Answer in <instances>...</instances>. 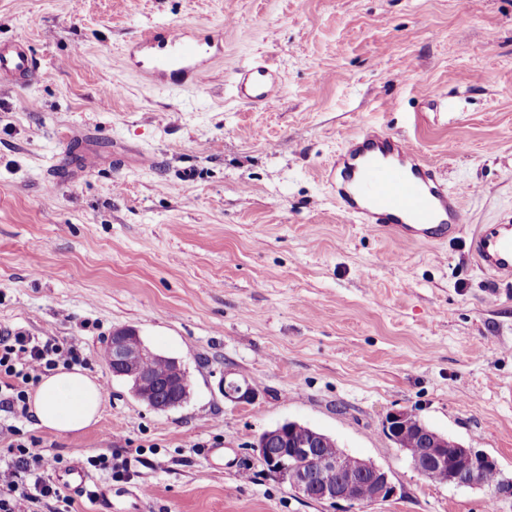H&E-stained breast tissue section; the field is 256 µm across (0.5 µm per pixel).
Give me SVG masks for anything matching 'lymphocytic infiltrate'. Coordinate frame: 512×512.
Returning <instances> with one entry per match:
<instances>
[{
	"label": "lymphocytic infiltrate",
	"mask_w": 512,
	"mask_h": 512,
	"mask_svg": "<svg viewBox=\"0 0 512 512\" xmlns=\"http://www.w3.org/2000/svg\"><path fill=\"white\" fill-rule=\"evenodd\" d=\"M89 364L78 338L60 342L21 330L0 332V411L15 421L14 441L0 455V512H40L44 506L49 512H73V497L53 479L62 458L38 452L37 439L25 435L22 425L32 419L29 388L41 375Z\"/></svg>",
	"instance_id": "obj_1"
}]
</instances>
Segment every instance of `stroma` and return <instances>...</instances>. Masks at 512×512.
<instances>
[{"instance_id":"35a3bbf8","label":"stroma","mask_w":512,"mask_h":512,"mask_svg":"<svg viewBox=\"0 0 512 512\" xmlns=\"http://www.w3.org/2000/svg\"><path fill=\"white\" fill-rule=\"evenodd\" d=\"M168 24L222 36L196 86L124 59ZM0 40L40 72L0 83V329L81 337L104 392L80 434L28 429L66 465L110 447L129 470H91L75 512H343L260 460L286 421L388 473L395 495L359 512H512L425 481L383 430L411 411L512 479V283L476 267L469 231L512 224V0H0ZM260 57L280 74L270 110L235 99ZM370 125L461 193L457 237L402 246L338 211L321 172ZM124 327L186 370L180 407L113 376ZM228 370L252 404L225 401Z\"/></svg>"}]
</instances>
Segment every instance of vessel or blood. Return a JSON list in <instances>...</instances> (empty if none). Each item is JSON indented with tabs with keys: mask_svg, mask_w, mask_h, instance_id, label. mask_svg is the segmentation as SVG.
I'll return each instance as SVG.
<instances>
[{
	"mask_svg": "<svg viewBox=\"0 0 512 512\" xmlns=\"http://www.w3.org/2000/svg\"><path fill=\"white\" fill-rule=\"evenodd\" d=\"M206 42L180 25L140 33L142 75L153 82L185 87L200 82ZM39 77L33 55L17 42L0 41V80L26 86ZM244 104L270 109L279 100L273 64L242 68L236 84ZM339 211L405 246L442 241L464 226L460 193L449 191L438 168L401 135L369 127L345 142L328 173ZM477 267L496 281L512 279V224H480L471 236Z\"/></svg>",
	"mask_w": 512,
	"mask_h": 512,
	"instance_id": "obj_1",
	"label": "vessel or blood"
}]
</instances>
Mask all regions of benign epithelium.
Instances as JSON below:
<instances>
[{
  "mask_svg": "<svg viewBox=\"0 0 512 512\" xmlns=\"http://www.w3.org/2000/svg\"><path fill=\"white\" fill-rule=\"evenodd\" d=\"M154 353L145 346L138 330L123 328L112 334L108 362L112 373L132 383L134 394L150 408L166 410L176 405L173 400L156 397L161 386H177L181 383L182 369L172 361V371L167 381L158 379L148 368ZM224 399L234 404L250 403L254 399L253 387L241 382L232 374L224 373ZM384 432L397 446L404 444V435L413 430L422 439L423 448L418 455L410 457L412 468L423 472L429 468L448 471V485L455 487H480L476 474L482 471L499 475L496 460L482 450L467 448L461 444L448 447V440L430 431L415 415L407 411L389 414L383 423ZM288 430L280 424L265 430L255 443L260 459L269 465L272 472L284 477L288 485L302 498L314 502L331 504L345 502L349 508L386 501L396 493L387 472L366 459H351L347 453L336 448L325 454H318L319 445L325 439L316 431L303 434L295 447L286 452H274L273 445L285 439ZM320 459L323 469L334 470L347 475L337 484L322 483L318 471L309 465L313 459ZM370 480L369 496L359 494L360 479Z\"/></svg>",
  "mask_w": 512,
  "mask_h": 512,
  "instance_id": "7a95c632",
  "label": "benign epithelium"
}]
</instances>
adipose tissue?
Listing matches in <instances>:
<instances>
[{
    "instance_id": "obj_1",
    "label": "adipose tissue",
    "mask_w": 512,
    "mask_h": 512,
    "mask_svg": "<svg viewBox=\"0 0 512 512\" xmlns=\"http://www.w3.org/2000/svg\"><path fill=\"white\" fill-rule=\"evenodd\" d=\"M103 389L80 370L59 369L42 377L30 401L38 425L62 434H76L96 422Z\"/></svg>"
}]
</instances>
